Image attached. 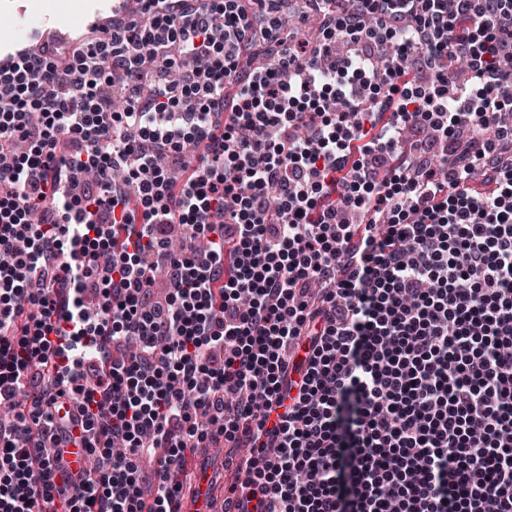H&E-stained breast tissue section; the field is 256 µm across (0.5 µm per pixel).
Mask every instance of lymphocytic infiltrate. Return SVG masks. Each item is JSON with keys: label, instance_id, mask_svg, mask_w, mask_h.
Wrapping results in <instances>:
<instances>
[{"label": "lymphocytic infiltrate", "instance_id": "obj_1", "mask_svg": "<svg viewBox=\"0 0 512 512\" xmlns=\"http://www.w3.org/2000/svg\"><path fill=\"white\" fill-rule=\"evenodd\" d=\"M308 7L325 38L289 47L279 0L252 17L239 0H139L137 19L0 67V512H179L175 465L217 438L244 451L236 512H512V0ZM409 21L428 81L392 105L377 74L403 66L340 60L334 95L316 89L336 38L382 46ZM252 41L276 68L240 66ZM175 43L176 79L141 99ZM115 76L121 112L101 89ZM355 95L416 135L404 175L379 180L370 129L328 120ZM119 125L173 156L198 146L192 174ZM298 125L303 143L271 135ZM456 134L438 179L424 148ZM86 172L101 197L78 191ZM175 224L196 235L177 252Z\"/></svg>", "mask_w": 512, "mask_h": 512}]
</instances>
